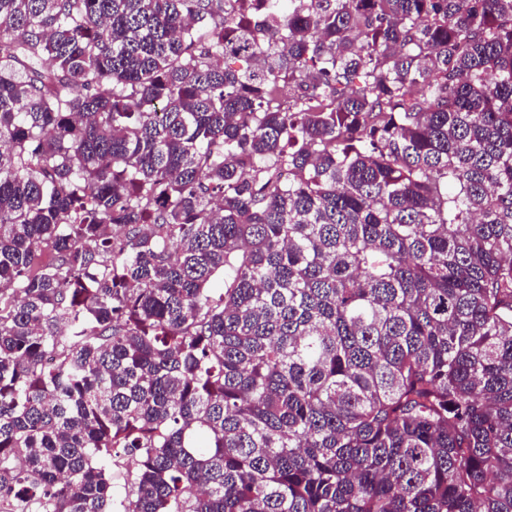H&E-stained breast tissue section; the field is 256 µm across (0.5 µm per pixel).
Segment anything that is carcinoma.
I'll use <instances>...</instances> for the list:
<instances>
[{
	"label": "carcinoma",
	"instance_id": "1",
	"mask_svg": "<svg viewBox=\"0 0 512 512\" xmlns=\"http://www.w3.org/2000/svg\"><path fill=\"white\" fill-rule=\"evenodd\" d=\"M0 512H512V0H0Z\"/></svg>",
	"mask_w": 512,
	"mask_h": 512
}]
</instances>
